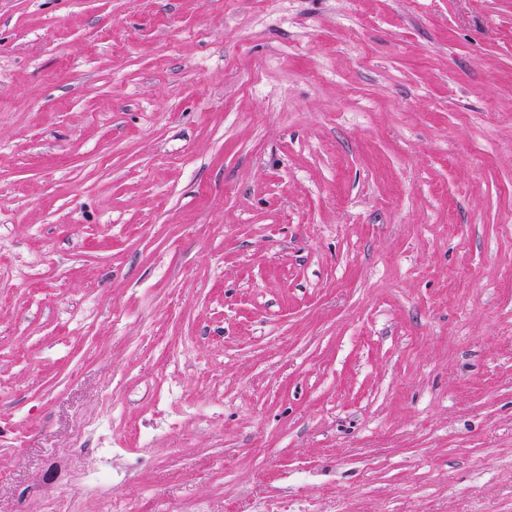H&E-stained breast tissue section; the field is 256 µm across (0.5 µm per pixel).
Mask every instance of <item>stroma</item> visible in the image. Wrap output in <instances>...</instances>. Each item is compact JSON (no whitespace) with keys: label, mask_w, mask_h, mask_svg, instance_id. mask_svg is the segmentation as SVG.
<instances>
[{"label":"stroma","mask_w":512,"mask_h":512,"mask_svg":"<svg viewBox=\"0 0 512 512\" xmlns=\"http://www.w3.org/2000/svg\"><path fill=\"white\" fill-rule=\"evenodd\" d=\"M55 497L512 512V0H0V512Z\"/></svg>","instance_id":"35a3bbf8"}]
</instances>
